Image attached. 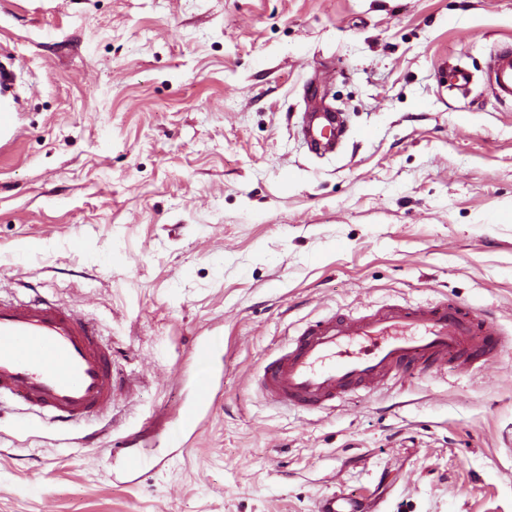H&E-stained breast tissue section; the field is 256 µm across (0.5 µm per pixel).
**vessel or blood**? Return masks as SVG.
I'll return each mask as SVG.
<instances>
[{
	"label": "vessel or blood",
	"mask_w": 512,
	"mask_h": 512,
	"mask_svg": "<svg viewBox=\"0 0 512 512\" xmlns=\"http://www.w3.org/2000/svg\"><path fill=\"white\" fill-rule=\"evenodd\" d=\"M488 78L499 99L512 101V48L498 50ZM347 134L338 112L306 104L300 135L314 153L335 151ZM508 338L497 320L455 300L390 304L357 314H331L308 322L287 347L263 363L257 385L269 400L305 411H325L337 401L399 380L408 369L431 373L454 356L463 370L493 359ZM192 354L212 368L196 381L193 401L177 417L178 428L196 433L212 407L224 355L210 343ZM112 356L97 325L71 306L46 299L0 298V400L17 401L65 429L105 413L114 394ZM142 434L128 437L125 469L138 473L151 461ZM315 512H356L348 497L330 493Z\"/></svg>",
	"instance_id": "1"
}]
</instances>
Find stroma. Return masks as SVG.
<instances>
[{"label": "stroma", "mask_w": 512, "mask_h": 512, "mask_svg": "<svg viewBox=\"0 0 512 512\" xmlns=\"http://www.w3.org/2000/svg\"><path fill=\"white\" fill-rule=\"evenodd\" d=\"M512 0H0L20 73L0 147V295L76 305L111 408L60 430L0 405V512H512V348L317 413L255 378L306 322L444 298L512 335ZM466 66L449 90L442 61ZM340 152L300 140L309 92ZM220 343V401L167 443ZM156 444L121 475L127 435ZM494 93L503 101H512V48L498 50L488 70ZM315 512H356V507L348 497L332 492L318 500Z\"/></svg>", "instance_id": "stroma-1"}]
</instances>
